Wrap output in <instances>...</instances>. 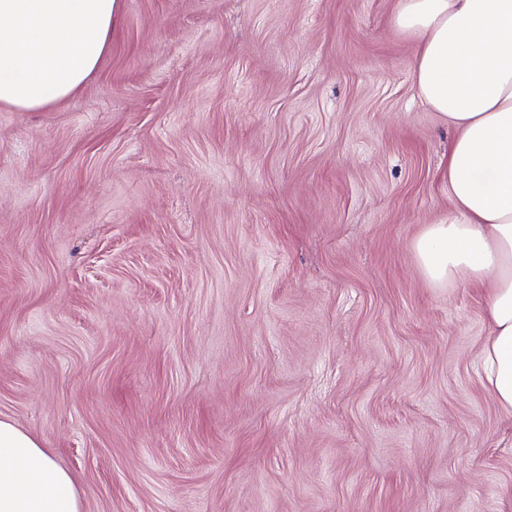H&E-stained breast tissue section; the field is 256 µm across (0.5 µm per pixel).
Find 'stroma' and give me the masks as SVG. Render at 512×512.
<instances>
[{
	"instance_id": "1",
	"label": "stroma",
	"mask_w": 512,
	"mask_h": 512,
	"mask_svg": "<svg viewBox=\"0 0 512 512\" xmlns=\"http://www.w3.org/2000/svg\"><path fill=\"white\" fill-rule=\"evenodd\" d=\"M396 6L119 0L71 99L0 108V418L83 512H512Z\"/></svg>"
}]
</instances>
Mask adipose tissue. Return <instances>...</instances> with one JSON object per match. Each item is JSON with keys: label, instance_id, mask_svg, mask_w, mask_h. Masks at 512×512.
<instances>
[{"label": "adipose tissue", "instance_id": "1", "mask_svg": "<svg viewBox=\"0 0 512 512\" xmlns=\"http://www.w3.org/2000/svg\"><path fill=\"white\" fill-rule=\"evenodd\" d=\"M118 0H0V107L45 110L70 98L108 48ZM396 26L419 44L415 82L457 137L447 221L413 244L438 287L488 285L482 382L512 414V0H397ZM0 512H82L71 473L0 418Z\"/></svg>", "mask_w": 512, "mask_h": 512}]
</instances>
